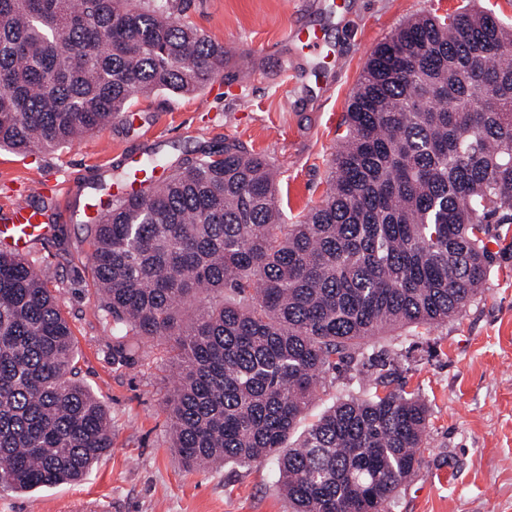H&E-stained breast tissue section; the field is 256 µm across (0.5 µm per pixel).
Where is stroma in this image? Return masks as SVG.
<instances>
[{"mask_svg": "<svg viewBox=\"0 0 512 512\" xmlns=\"http://www.w3.org/2000/svg\"><path fill=\"white\" fill-rule=\"evenodd\" d=\"M186 17L229 51L203 91L135 98L103 131L55 152H0V211L51 205L52 230L29 261L45 269L76 340L77 378L105 406L112 448L76 482L31 492L0 488V512H66L76 501L110 512H291L278 464L188 469L175 453L166 403L176 384L167 340H134V359L112 358V327L100 318L92 274V224L82 212L100 187L115 191L125 159L177 163L236 141L280 171L289 222L326 189L345 131L350 96L371 51L407 20L454 12L466 0H186ZM324 36L323 51L287 39L299 23ZM493 257L474 301L436 328L373 337L365 357L397 353L392 387L428 406L427 445L388 512H512V224L486 240ZM377 368L328 374L298 421L304 430L350 395L374 390Z\"/></svg>", "mask_w": 512, "mask_h": 512, "instance_id": "obj_1", "label": "stroma"}]
</instances>
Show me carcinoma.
Returning <instances> with one entry per match:
<instances>
[{
  "label": "carcinoma",
  "mask_w": 512,
  "mask_h": 512,
  "mask_svg": "<svg viewBox=\"0 0 512 512\" xmlns=\"http://www.w3.org/2000/svg\"><path fill=\"white\" fill-rule=\"evenodd\" d=\"M228 51L175 0H0V150H59L143 95H192ZM321 203L287 224L275 165L203 150L94 224L93 277L112 358L165 338L173 447L189 467L278 461L293 512H385L419 468L417 394L350 396L291 446L325 375L365 365L380 331L460 315L512 224V26L475 8L407 20L370 54ZM75 374V340L43 272L0 250V479H80L112 448Z\"/></svg>",
  "instance_id": "obj_1"
}]
</instances>
